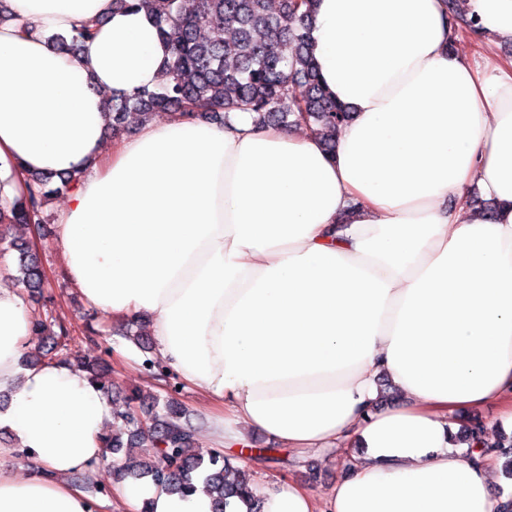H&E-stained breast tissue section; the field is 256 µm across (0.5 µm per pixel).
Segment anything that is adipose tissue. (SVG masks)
Here are the masks:
<instances>
[{"mask_svg":"<svg viewBox=\"0 0 512 512\" xmlns=\"http://www.w3.org/2000/svg\"><path fill=\"white\" fill-rule=\"evenodd\" d=\"M0 25V163L76 174L60 210L62 273L87 306L148 314L160 357L207 400L210 447L248 430L303 453L352 449L327 494L259 488L263 512H499L489 440L455 445L458 410L512 427V63L448 47L443 0H318L311 48L352 120L318 135L232 113L106 139L112 94L155 89L167 46L112 0H8ZM480 38L512 41V0H466ZM99 18L73 55L48 38ZM37 22L41 34L20 24ZM495 201L475 210L473 193ZM33 320L0 286V413L24 473L0 468V512H96L69 475L107 460L112 413L85 372L21 369ZM402 395L378 408L379 380ZM126 512H210L150 482Z\"/></svg>","mask_w":512,"mask_h":512,"instance_id":"ef3b65f1","label":"adipose tissue"}]
</instances>
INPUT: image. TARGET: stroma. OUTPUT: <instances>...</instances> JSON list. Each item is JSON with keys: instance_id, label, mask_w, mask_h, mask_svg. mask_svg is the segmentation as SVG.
Wrapping results in <instances>:
<instances>
[{"instance_id": "stroma-1", "label": "stroma", "mask_w": 512, "mask_h": 512, "mask_svg": "<svg viewBox=\"0 0 512 512\" xmlns=\"http://www.w3.org/2000/svg\"><path fill=\"white\" fill-rule=\"evenodd\" d=\"M64 201L65 197L61 194L50 201L45 209V221L40 231L30 234L22 227L13 228L11 231L15 237H30L49 283L47 293L51 297L50 303L43 306L31 304V315L50 316L56 323L73 331L77 340L72 343L68 352V358L73 365H80L81 362L98 356L103 349H110V370L106 378L113 407H124L129 395L136 391L146 397L174 395L186 408L187 418L195 428L196 452H203L204 433L209 418L204 398L187 386L181 387L177 392H169L164 380L145 373L141 367V351L131 342L111 335V315L98 314L93 323L94 334H86L82 318L86 307L76 289L65 280L61 271L62 256L57 242V214ZM251 442L253 449L250 456L254 458L255 463L250 466L249 473L251 481L255 483L272 484L289 480L301 483L313 492L324 493L347 473V459L343 456L331 462L313 453L301 461L297 459L294 451L285 448L281 451L285 461L279 464L268 461L263 454L264 448L272 446V439L256 432L253 433Z\"/></svg>"}]
</instances>
